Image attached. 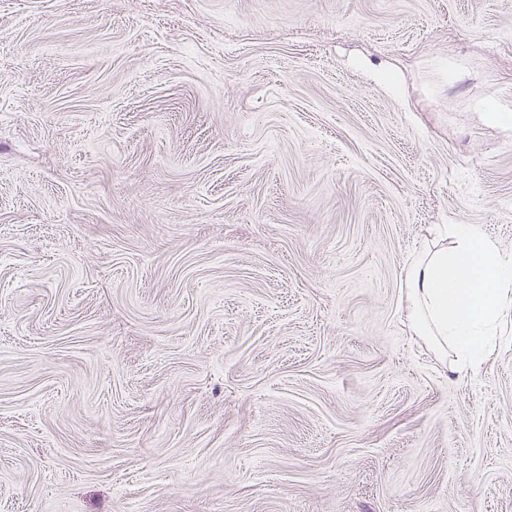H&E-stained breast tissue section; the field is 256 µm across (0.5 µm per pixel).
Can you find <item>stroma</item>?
Listing matches in <instances>:
<instances>
[{
	"mask_svg": "<svg viewBox=\"0 0 512 512\" xmlns=\"http://www.w3.org/2000/svg\"><path fill=\"white\" fill-rule=\"evenodd\" d=\"M448 224L512 253V0H0V512H512ZM451 245L423 250L406 270L407 320L417 336L429 338L454 370L473 372L486 336H493L512 300V254L470 225L448 224Z\"/></svg>",
	"mask_w": 512,
	"mask_h": 512,
	"instance_id": "obj_1",
	"label": "stroma"
}]
</instances>
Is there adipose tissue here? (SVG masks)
<instances>
[{
    "instance_id": "obj_1",
    "label": "adipose tissue",
    "mask_w": 512,
    "mask_h": 512,
    "mask_svg": "<svg viewBox=\"0 0 512 512\" xmlns=\"http://www.w3.org/2000/svg\"><path fill=\"white\" fill-rule=\"evenodd\" d=\"M449 246L418 253L406 270L407 320L458 372L475 371L487 336L512 308V254L470 225L448 227Z\"/></svg>"
}]
</instances>
